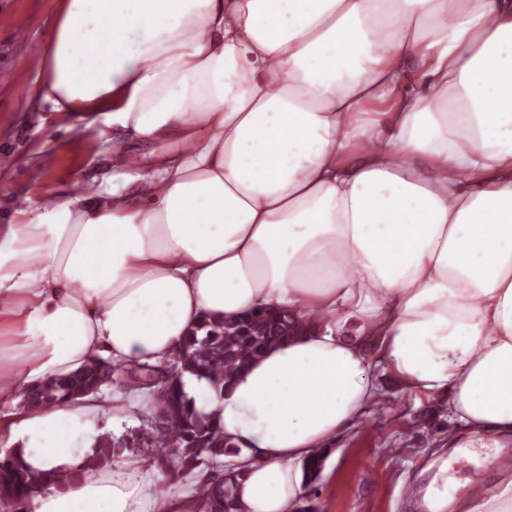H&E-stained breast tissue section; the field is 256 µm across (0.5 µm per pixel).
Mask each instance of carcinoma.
Wrapping results in <instances>:
<instances>
[{
    "label": "carcinoma",
    "instance_id": "carcinoma-1",
    "mask_svg": "<svg viewBox=\"0 0 512 512\" xmlns=\"http://www.w3.org/2000/svg\"><path fill=\"white\" fill-rule=\"evenodd\" d=\"M316 320H304L285 311L258 310L231 320L203 317L184 337L180 350L167 364H114L101 359L80 370L44 385L20 392L25 403L48 406L95 395L119 374L131 387L145 388L154 396L155 417L166 422L163 430L143 431L142 448L164 454L175 448L184 469L191 471L203 462L219 464L218 492L201 486L193 497L192 512H242L233 490L242 472L221 458L237 454L224 440V430L215 416L197 409L184 388L183 377L204 379L217 391L229 387L234 378L268 349L311 330ZM122 443L107 434L96 454L85 460L88 468L112 465ZM41 483L22 453L12 450L0 457V503H9L14 512H24L30 492Z\"/></svg>",
    "mask_w": 512,
    "mask_h": 512
}]
</instances>
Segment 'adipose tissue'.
Wrapping results in <instances>:
<instances>
[{
  "mask_svg": "<svg viewBox=\"0 0 512 512\" xmlns=\"http://www.w3.org/2000/svg\"><path fill=\"white\" fill-rule=\"evenodd\" d=\"M41 64L51 111L181 150H125L135 191L0 225V440L43 476L27 512H189L136 457L72 479L121 396L19 391L258 309L319 323L225 392L185 380L239 449L244 512H294L379 365L512 459V0H59Z\"/></svg>",
  "mask_w": 512,
  "mask_h": 512,
  "instance_id": "obj_1",
  "label": "adipose tissue"
}]
</instances>
